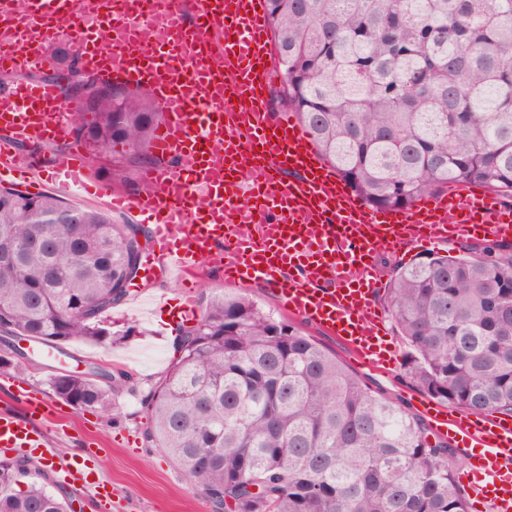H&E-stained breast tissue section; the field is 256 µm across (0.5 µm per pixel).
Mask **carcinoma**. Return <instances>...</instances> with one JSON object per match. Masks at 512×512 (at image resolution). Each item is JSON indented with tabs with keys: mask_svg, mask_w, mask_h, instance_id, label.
<instances>
[{
	"mask_svg": "<svg viewBox=\"0 0 512 512\" xmlns=\"http://www.w3.org/2000/svg\"><path fill=\"white\" fill-rule=\"evenodd\" d=\"M282 54L276 103L374 210L479 184L512 199V0H265ZM107 95L70 113L73 138L112 180L152 165L161 112L72 65L45 75ZM121 150H116V147ZM135 224L54 195L0 187V333L57 346L100 342L125 301ZM396 268L386 296L406 374L474 414L512 416V250L468 246ZM180 357L146 401L145 438L226 512H468L454 449L374 391L295 323L242 294L207 299L179 330ZM74 408L112 410V387L56 374ZM0 512H67L45 470L0 458Z\"/></svg>",
	"mask_w": 512,
	"mask_h": 512,
	"instance_id": "cac0c4a2",
	"label": "carcinoma"
}]
</instances>
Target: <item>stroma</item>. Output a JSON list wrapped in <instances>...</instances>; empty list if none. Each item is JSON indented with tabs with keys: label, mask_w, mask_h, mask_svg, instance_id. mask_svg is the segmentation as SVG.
<instances>
[{
	"label": "stroma",
	"mask_w": 512,
	"mask_h": 512,
	"mask_svg": "<svg viewBox=\"0 0 512 512\" xmlns=\"http://www.w3.org/2000/svg\"><path fill=\"white\" fill-rule=\"evenodd\" d=\"M139 298L127 299L109 316L112 334L100 344L74 342L84 360L82 373L99 371L111 376L113 413L96 409L63 407L51 417L49 426L60 429L57 455L41 460L50 480H57L63 465L86 449L96 453L94 468L99 478L115 490L134 512H213L210 502L159 448L144 438L148 415L144 400L165 376L174 358V339L164 336L163 325L170 304L186 301L200 309L203 300L225 292L223 276L198 260L190 278L180 281L163 276L141 279ZM303 329L326 348L336 352L373 390L417 414L423 391L405 374V350L396 331L386 339L395 349L398 362L393 369H370L360 365L336 337L311 324ZM55 364L36 357L17 355L0 343V409L22 412L17 388L30 389L48 404L58 403L49 386L57 374Z\"/></svg>",
	"instance_id": "35a3bbf8"
}]
</instances>
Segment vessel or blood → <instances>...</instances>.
Returning <instances> with one entry per match:
<instances>
[{"label": "vessel or blood", "mask_w": 512, "mask_h": 512, "mask_svg": "<svg viewBox=\"0 0 512 512\" xmlns=\"http://www.w3.org/2000/svg\"><path fill=\"white\" fill-rule=\"evenodd\" d=\"M132 0H30L16 13L0 0V67L47 65L45 48L70 33L84 71L152 91L163 113L154 147L172 165L152 170L129 195L90 180L78 150L47 176L141 218L166 277L197 259L229 286L268 288L288 314L342 340L370 368L390 365L386 312L374 300L381 246L405 251L448 239L512 237V209L487 191L461 187L406 210H374L355 195L288 115L270 112L273 78L264 0H159L154 15ZM69 112L56 84L28 80L0 92V180L19 172L15 147L67 138ZM24 415L0 410V447L46 457L54 435L39 425L49 405L20 393ZM433 432L481 453L466 474L475 500L512 512V418L451 413L433 401Z\"/></svg>", "instance_id": "vessel-or-blood-1"}]
</instances>
